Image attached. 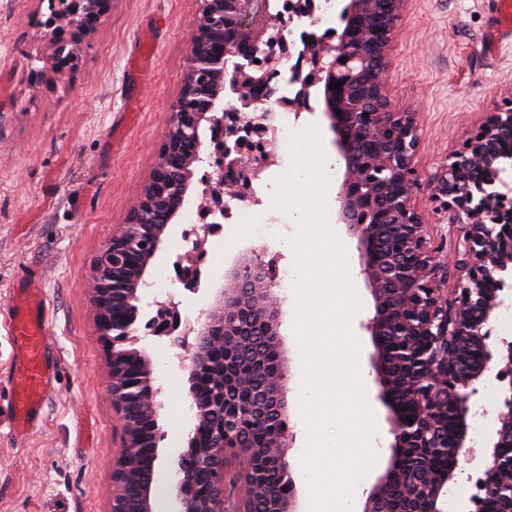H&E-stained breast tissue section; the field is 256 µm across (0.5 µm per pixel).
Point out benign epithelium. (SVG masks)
<instances>
[{
	"label": "benign epithelium",
	"mask_w": 512,
	"mask_h": 512,
	"mask_svg": "<svg viewBox=\"0 0 512 512\" xmlns=\"http://www.w3.org/2000/svg\"><path fill=\"white\" fill-rule=\"evenodd\" d=\"M112 0H49L48 15L43 22L44 37L54 46L52 68L58 74L73 71L78 63V48L95 33L109 12ZM383 10L367 17L369 0H349L344 13L353 19L339 38L322 40L308 58L299 59L294 70L324 83L330 99L326 117L336 134V145L346 160V176L338 197V220L349 235L356 238L360 273L375 303V313L366 323L375 352L372 364L379 384L378 398L388 409V433L393 437V455L367 496L363 512H439L440 497L448 496V481L455 469L429 473L426 455L419 458L411 492L401 499L387 494L388 488L402 482L400 460L409 448H442L440 437L448 423V388L457 392L454 403L456 434L452 443L455 454H470L465 449L467 415L478 394L476 383L483 378L503 385L504 408L496 413L497 428L491 461L481 477L484 499H489L492 473L512 474V342L502 340L500 361L491 365L485 355L476 371L460 368L448 339L486 340L489 322L504 302L512 275V184L502 178L505 168L497 144L512 140V110L490 112L479 130L466 138L461 148L448 159L437 175L436 190L446 197L451 224L457 233L448 260L440 261L437 253L443 246L431 244L428 225L412 205L418 175L413 165L417 148L414 116L397 111L387 92L385 56L397 25L404 0H379ZM248 0H199L195 29L187 55L184 83L177 100L171 105L170 128L161 144L151 178L140 202L126 224L112 235L93 275L92 301L101 340L107 345L108 377L112 408L119 416L122 449L112 459L110 512H124L123 488L130 476L127 457L130 450L150 448L152 460L158 459L157 389L148 356L124 344L138 341L136 312L141 296L139 288L157 253L161 251L168 222L179 212L186 199L192 172L202 162L199 130L208 126L212 151L208 158H219L216 175L219 181L236 187L235 197L253 200L252 181L271 165L267 155L248 150L244 130L265 133L270 113L216 110L224 96V76L235 58L254 62L263 58V67L237 70L232 84L237 100L245 107L272 97V76L288 53L284 38L252 35L245 27ZM333 81L342 82L338 88ZM389 173L384 181L373 171ZM139 253L132 266L131 252ZM252 249L243 254L225 274L224 287L218 289L198 327L193 342L178 335L175 341L194 350L190 368V394L196 409L197 423L214 416L224 418V432L213 439L215 452L209 468L222 470L224 455L236 457L243 477L255 484L253 470L260 449L252 445V431L272 427L268 447L275 449L271 464L285 492L266 490L276 512H290L294 501V484L289 477L287 448L292 435L288 430L287 375L279 340V302L274 288L276 279ZM188 255L177 256L173 267L185 287L195 291L200 276L186 266ZM499 288L486 292L488 280ZM398 293L391 310L397 321L398 334L409 344L405 362L395 365L382 337L388 335L390 323L384 311V299ZM122 304L133 315L127 322H113L111 307ZM157 313L149 320L154 336H172L180 327V316L153 302ZM255 336L267 341L274 359L273 373L259 382L235 376L234 363L224 360V379L209 399L197 395L195 378L200 363L216 343L224 349H239ZM141 366L135 382H130L128 365ZM403 369L407 378L397 391L394 367ZM414 402L420 415L408 424L399 400ZM181 475L175 490L179 512H225L223 489L215 485L206 509L198 507L196 487L190 470L198 465L197 456L186 450L178 457ZM155 470L141 483L142 508L153 512Z\"/></svg>",
	"instance_id": "benign-epithelium-1"
}]
</instances>
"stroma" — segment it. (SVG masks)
<instances>
[{"label": "stroma", "mask_w": 512, "mask_h": 512, "mask_svg": "<svg viewBox=\"0 0 512 512\" xmlns=\"http://www.w3.org/2000/svg\"><path fill=\"white\" fill-rule=\"evenodd\" d=\"M198 0H112L100 30L79 47L74 71L51 66L41 23L45 0H0V310L24 278L48 307L50 351L60 363L43 418L24 439L8 432L10 346L0 327V512H109L110 462L122 433L108 394L107 348L92 304L94 267L125 224L149 181L169 128L166 104L185 78L188 40ZM491 0H406L386 56L388 91L415 113L420 175L414 206L433 243L449 235L448 211L433 177L487 113L512 102V36L488 53ZM302 126H316L337 174L346 165L315 92ZM186 213L169 224L150 278L171 284L168 301L190 322L210 292L250 249H264L270 270L287 266L290 224L258 240L237 224L208 237L202 287L186 291L173 268L192 249ZM157 290L141 291L139 349L159 387L155 480L166 512H178L175 459L194 428L190 353L149 335L145 322Z\"/></svg>", "instance_id": "obj_1"}]
</instances>
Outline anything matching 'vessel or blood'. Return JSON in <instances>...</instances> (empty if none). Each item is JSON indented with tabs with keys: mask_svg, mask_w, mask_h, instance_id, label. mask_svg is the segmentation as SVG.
Instances as JSON below:
<instances>
[{
	"mask_svg": "<svg viewBox=\"0 0 512 512\" xmlns=\"http://www.w3.org/2000/svg\"><path fill=\"white\" fill-rule=\"evenodd\" d=\"M12 349L11 381L19 390L13 433L36 427L42 419L47 396L54 390L57 365L46 360L49 329L46 303L39 288L14 294L4 316Z\"/></svg>",
	"mask_w": 512,
	"mask_h": 512,
	"instance_id": "obj_1",
	"label": "vessel or blood"
}]
</instances>
